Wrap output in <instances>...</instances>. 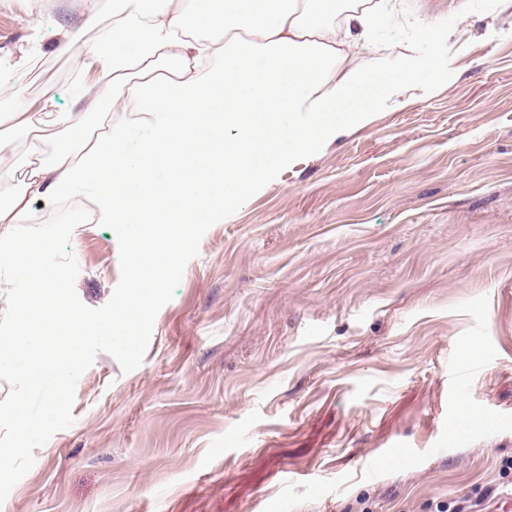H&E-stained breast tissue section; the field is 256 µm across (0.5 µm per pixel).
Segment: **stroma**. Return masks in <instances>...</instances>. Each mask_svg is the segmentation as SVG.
Returning <instances> with one entry per match:
<instances>
[{"mask_svg":"<svg viewBox=\"0 0 512 512\" xmlns=\"http://www.w3.org/2000/svg\"><path fill=\"white\" fill-rule=\"evenodd\" d=\"M381 8L348 68L438 57L363 121L209 228L141 365L99 353L74 422L35 448L0 512H436L512 486V0H341ZM25 23H18V16ZM85 0H0L14 112L106 129L65 34ZM71 248L87 307L120 279L115 233ZM493 426L450 439L458 377ZM400 451L392 465L380 449Z\"/></svg>","mask_w":512,"mask_h":512,"instance_id":"stroma-1","label":"stroma"}]
</instances>
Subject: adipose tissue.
Returning a JSON list of instances; mask_svg holds the SVG:
<instances>
[{
  "mask_svg": "<svg viewBox=\"0 0 512 512\" xmlns=\"http://www.w3.org/2000/svg\"><path fill=\"white\" fill-rule=\"evenodd\" d=\"M269 2L225 0L206 32L199 8L115 0V21L97 40L78 31L66 38L79 45L82 66L96 69L102 99L129 119L72 151L32 150L22 180L0 171L1 184L15 185L0 224L41 223L31 199L77 195L101 222L135 225L130 295L100 328L124 347L199 213L238 206L260 178L361 122L397 88L400 72L378 66L331 76L367 38L373 11L349 12L338 25L336 0H277L273 13ZM238 30L250 41L235 38Z\"/></svg>",
  "mask_w": 512,
  "mask_h": 512,
  "instance_id": "1",
  "label": "adipose tissue"
}]
</instances>
